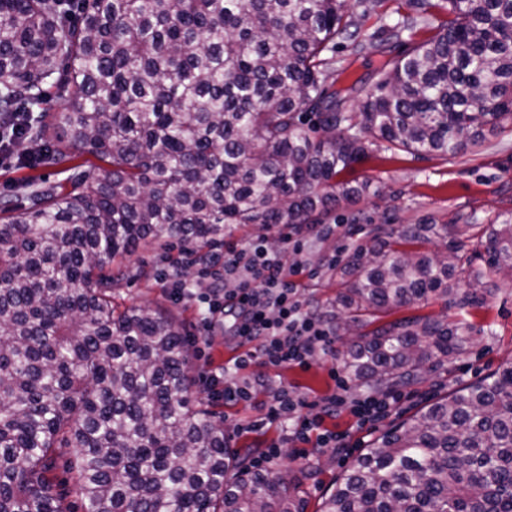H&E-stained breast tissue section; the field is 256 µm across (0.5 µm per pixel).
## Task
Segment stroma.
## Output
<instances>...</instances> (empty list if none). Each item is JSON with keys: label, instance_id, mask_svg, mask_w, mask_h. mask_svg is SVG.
I'll return each instance as SVG.
<instances>
[{"label": "stroma", "instance_id": "obj_1", "mask_svg": "<svg viewBox=\"0 0 512 512\" xmlns=\"http://www.w3.org/2000/svg\"><path fill=\"white\" fill-rule=\"evenodd\" d=\"M407 9L403 0H369L367 6L355 7L359 24L356 40H337L329 51L330 67L338 72L335 88L346 112L358 111L360 104L375 88L382 64L398 54V47L388 46L386 31ZM346 179L366 181L367 193L342 203L324 216L327 224H350L352 235L336 234L327 240H313L305 274L296 282L301 297L317 310L326 309L342 291L339 280L328 266L331 259H344L357 244L369 241L382 230L398 229L406 224H490L512 218V131L486 133L483 142L457 155L415 156L390 150L381 143L366 146L364 157L346 172ZM179 244L158 240L140 247L126 258L130 273L115 290L118 306H151L168 310L179 319L188 335H196L200 310L196 302L170 299L161 282L179 258ZM492 291L466 312L446 307L432 299L409 306H392L382 313V322L404 317L465 320L469 328L463 353L447 370L426 375L409 384L414 397L372 430L357 425L349 408L327 417L323 430L345 435L346 447L307 448L296 455L285 448L267 469L269 477L293 481L297 494L306 504V512H318L328 489L353 457L368 448L383 432L406 420L437 396L466 385L512 361V278L495 275ZM227 330L217 329L208 348L194 349L189 372L195 380L198 396L207 394V376L211 370L231 366L236 357L245 355ZM341 365L335 357L317 355L308 368L293 365L269 370L271 388L286 386L304 394L309 401L324 403L334 393L335 374ZM224 421V433L231 448L247 459L274 443L281 432V422H273L244 434H236V425L248 423L259 415L256 402H215L210 406Z\"/></svg>", "mask_w": 512, "mask_h": 512}]
</instances>
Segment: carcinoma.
<instances>
[{"instance_id": "1", "label": "carcinoma", "mask_w": 512, "mask_h": 512, "mask_svg": "<svg viewBox=\"0 0 512 512\" xmlns=\"http://www.w3.org/2000/svg\"><path fill=\"white\" fill-rule=\"evenodd\" d=\"M407 2L395 43L434 9L448 19L343 112L325 55L354 35L351 0H0V143L34 144L32 170L61 160L37 114L55 87L81 158L67 185L32 179L26 205L0 206V512H67L51 480L64 448L85 512H305L192 400L182 326L115 307L128 273L102 272L150 239L205 258L242 224L317 223L369 189L340 179L369 138L456 155L512 121V0ZM500 273L512 222L406 224L353 249L324 317L364 327L432 295L463 310ZM465 342L461 322L408 319L338 358L377 389L445 369ZM320 512H512V362L384 432Z\"/></svg>"}]
</instances>
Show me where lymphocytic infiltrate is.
I'll use <instances>...</instances> for the list:
<instances>
[{"label":"lymphocytic infiltrate","instance_id":"1","mask_svg":"<svg viewBox=\"0 0 512 512\" xmlns=\"http://www.w3.org/2000/svg\"><path fill=\"white\" fill-rule=\"evenodd\" d=\"M320 233L317 224H282L274 236L246 239L204 260L186 255L182 265L196 268V278L165 279L172 299L195 297L202 304L201 342H209L214 327L232 312L237 316L234 337L238 344L255 347L252 356L238 358L234 368L242 371L256 358L263 367L262 373L238 379L229 378L222 371L211 373L208 396L238 402L270 391L271 396L263 405L265 418L286 421L288 427L283 439L255 460L258 468L279 458L282 448L305 444L313 438L323 448L344 447L343 435L320 430L324 417L339 408H351L359 425L372 426L385 419L405 398L400 389L354 398L343 385L328 397L324 407L315 410L306 397L288 387L268 390L265 369L305 366L314 356L335 351V328L305 309L297 297L295 282L296 276L308 266L309 239Z\"/></svg>","mask_w":512,"mask_h":512}]
</instances>
